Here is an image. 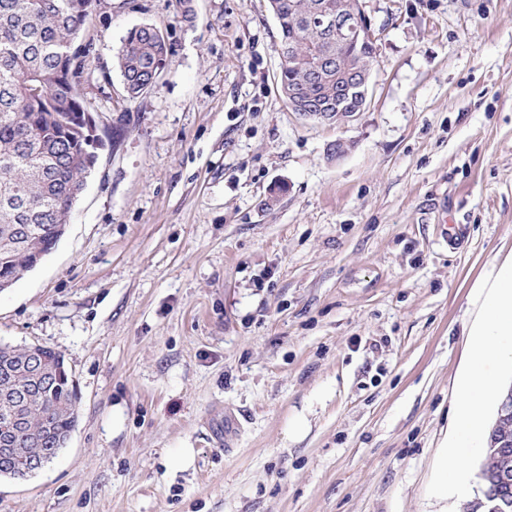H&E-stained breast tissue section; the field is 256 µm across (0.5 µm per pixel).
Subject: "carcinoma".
<instances>
[{
    "label": "carcinoma",
    "instance_id": "carcinoma-1",
    "mask_svg": "<svg viewBox=\"0 0 512 512\" xmlns=\"http://www.w3.org/2000/svg\"><path fill=\"white\" fill-rule=\"evenodd\" d=\"M280 33L279 46L315 57L331 67L313 75L298 61L281 64L278 85L283 97L294 91L308 100L336 98V69L372 63L373 48L364 41L336 44L328 31L309 27L315 11H331L336 0H269ZM98 0H0V281L17 280L33 269L60 240L57 222L71 217L76 193L85 187L98 161L92 147L102 144L89 131L92 103L83 85L93 79L87 58L92 42H78L92 20ZM169 52L164 33L151 25L130 29L113 58L127 96L147 93L163 72ZM29 225L22 240L11 228ZM44 368L57 373L62 353L46 345L0 343V432L12 430V410L27 419L14 433L15 453L0 460V476L17 481L33 475L31 463L46 464L60 451L58 441L77 423L80 394L71 380L55 379L15 408L11 395L34 385L27 370L30 351ZM489 431L481 469L512 471V453L498 452V431Z\"/></svg>",
    "mask_w": 512,
    "mask_h": 512
}]
</instances>
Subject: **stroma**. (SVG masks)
Returning <instances> with one entry per match:
<instances>
[{
    "instance_id": "1",
    "label": "stroma",
    "mask_w": 512,
    "mask_h": 512,
    "mask_svg": "<svg viewBox=\"0 0 512 512\" xmlns=\"http://www.w3.org/2000/svg\"><path fill=\"white\" fill-rule=\"evenodd\" d=\"M192 5L92 18L97 165L0 292V341L62 352L78 423L0 512H461L484 445L465 494L431 488L478 282L512 255V0H366L382 37L345 126L281 97L268 0ZM145 24L171 50L132 100L112 57Z\"/></svg>"
}]
</instances>
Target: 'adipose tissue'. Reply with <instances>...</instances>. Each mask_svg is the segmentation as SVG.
I'll use <instances>...</instances> for the list:
<instances>
[{
  "mask_svg": "<svg viewBox=\"0 0 512 512\" xmlns=\"http://www.w3.org/2000/svg\"><path fill=\"white\" fill-rule=\"evenodd\" d=\"M489 293L479 318L469 327V367L461 377L455 417L462 435L485 434L486 403L498 393L487 365L512 361V257L493 267L482 282Z\"/></svg>",
  "mask_w": 512,
  "mask_h": 512,
  "instance_id": "adipose-tissue-1",
  "label": "adipose tissue"
}]
</instances>
